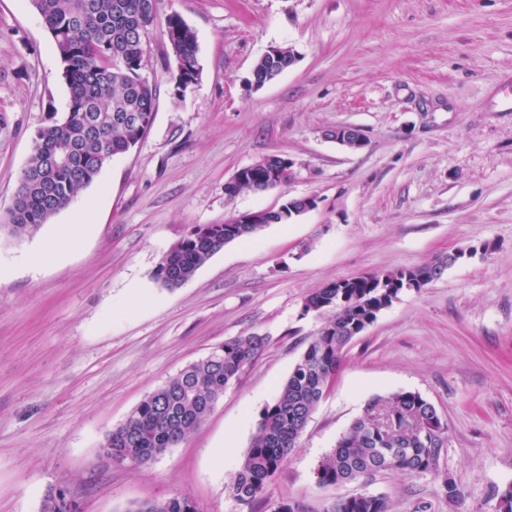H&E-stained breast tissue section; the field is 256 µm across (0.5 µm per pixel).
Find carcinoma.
I'll list each match as a JSON object with an SVG mask.
<instances>
[{
	"label": "carcinoma",
	"mask_w": 512,
	"mask_h": 512,
	"mask_svg": "<svg viewBox=\"0 0 512 512\" xmlns=\"http://www.w3.org/2000/svg\"><path fill=\"white\" fill-rule=\"evenodd\" d=\"M50 31L63 64L68 87V111L42 127L24 167L14 199L0 224L13 236H33L43 224L66 208L102 169L127 153L150 131L157 86L142 75L145 44L155 27L168 43L175 60L190 63L187 77H175L181 93L200 74L198 42L193 29L178 13L158 23L159 0H30ZM292 65L288 48L279 55H263L253 68L255 88L275 81ZM284 157H264L249 166L248 176L231 184L227 196L255 191L260 180ZM303 214V203L292 199L281 210L261 212L256 224H202L193 227L161 257L153 276L174 288L191 279L198 269L229 243L252 237L270 224H286ZM457 263L453 252L412 268L370 273L325 284L305 297L303 311L328 315L327 321L294 365L277 396L261 414L244 459L229 485L239 502L260 500L280 467L297 448L309 418L327 393L346 348L357 334L362 318L383 311L398 299V289L385 290L407 275L427 284L442 277ZM265 344L258 334L224 342L207 356L188 365L149 393L126 421L113 429L103 445L106 459L116 465H141L184 440L213 410L224 389L250 365ZM413 419L442 424L435 407L420 393L397 391L368 402L315 469L321 485H341L381 471L406 474L437 471L447 433L427 432L407 438L400 426ZM41 512H80L64 487L50 490ZM133 512H200L188 498L174 495L147 501ZM326 512H389L383 497L358 494L340 499Z\"/></svg>",
	"instance_id": "carcinoma-1"
}]
</instances>
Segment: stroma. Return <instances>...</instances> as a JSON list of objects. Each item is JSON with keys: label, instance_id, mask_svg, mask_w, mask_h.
Masks as SVG:
<instances>
[{"label": "stroma", "instance_id": "stroma-1", "mask_svg": "<svg viewBox=\"0 0 512 512\" xmlns=\"http://www.w3.org/2000/svg\"><path fill=\"white\" fill-rule=\"evenodd\" d=\"M159 12L195 31L197 83L176 93L174 57L153 35L149 133L35 236L0 235V512H40L56 487L81 512L174 494L201 512H277L285 499L324 512L360 493L392 512H495L512 484V0H161ZM273 46L298 60L254 89ZM62 70L29 0H0V216L38 130L67 110ZM336 126L360 128L364 146L324 138ZM271 155L298 163L286 188L225 195L237 170ZM302 196L316 209L226 245L181 286L154 279L194 225ZM83 207L92 220L73 250L33 267ZM469 247L351 342L264 499L231 496L261 410L324 325L305 297ZM250 333L265 346L200 426L147 464L108 462L107 436L146 395ZM400 390L448 426L438 474L319 485V460L366 404Z\"/></svg>", "mask_w": 512, "mask_h": 512}]
</instances>
